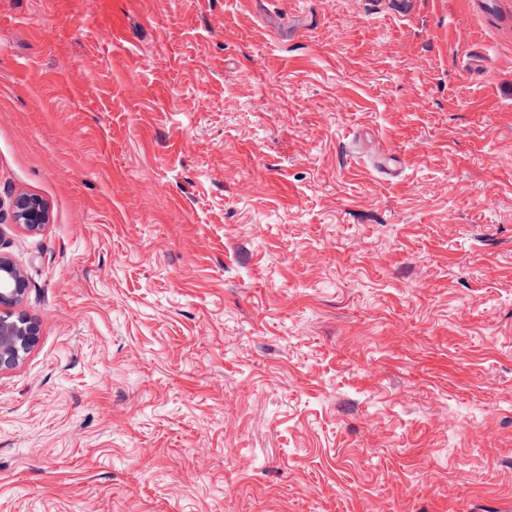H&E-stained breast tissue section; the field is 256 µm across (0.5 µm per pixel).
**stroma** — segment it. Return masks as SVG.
I'll return each instance as SVG.
<instances>
[{
  "instance_id": "35a3bbf8",
  "label": "stroma",
  "mask_w": 512,
  "mask_h": 512,
  "mask_svg": "<svg viewBox=\"0 0 512 512\" xmlns=\"http://www.w3.org/2000/svg\"><path fill=\"white\" fill-rule=\"evenodd\" d=\"M395 2L0 0V512H512V0ZM9 208L14 223L28 231H37L50 221L46 203L35 196L18 194L10 200ZM28 280L21 268L0 256V374L17 368L38 342L39 327L22 316L12 320L15 308L24 298ZM4 311V312H2Z\"/></svg>"
}]
</instances>
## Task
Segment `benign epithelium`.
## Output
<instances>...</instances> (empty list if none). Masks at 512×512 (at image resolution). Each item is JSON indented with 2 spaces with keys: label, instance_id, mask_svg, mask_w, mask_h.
I'll return each instance as SVG.
<instances>
[{
  "label": "benign epithelium",
  "instance_id": "obj_1",
  "mask_svg": "<svg viewBox=\"0 0 512 512\" xmlns=\"http://www.w3.org/2000/svg\"><path fill=\"white\" fill-rule=\"evenodd\" d=\"M14 223L37 231L50 221L46 203L35 196L18 194L10 200ZM28 280L21 268L0 256V374L17 368L38 342L39 327L20 316L12 319L11 309L24 298Z\"/></svg>",
  "mask_w": 512,
  "mask_h": 512
}]
</instances>
